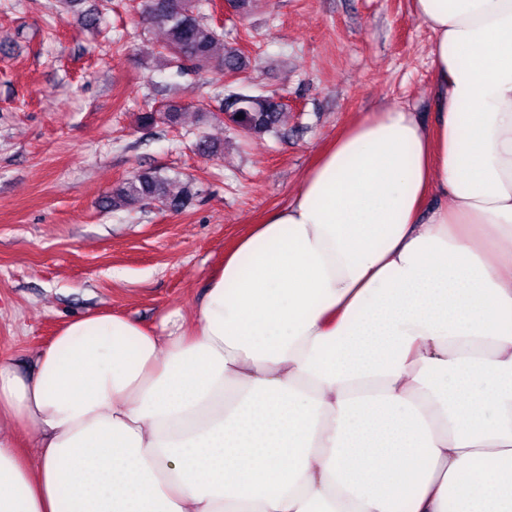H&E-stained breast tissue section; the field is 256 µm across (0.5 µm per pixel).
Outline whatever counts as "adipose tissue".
Here are the masks:
<instances>
[{
    "instance_id": "1",
    "label": "adipose tissue",
    "mask_w": 512,
    "mask_h": 512,
    "mask_svg": "<svg viewBox=\"0 0 512 512\" xmlns=\"http://www.w3.org/2000/svg\"><path fill=\"white\" fill-rule=\"evenodd\" d=\"M434 125L332 138L191 315L0 356V512H512V0H412Z\"/></svg>"
}]
</instances>
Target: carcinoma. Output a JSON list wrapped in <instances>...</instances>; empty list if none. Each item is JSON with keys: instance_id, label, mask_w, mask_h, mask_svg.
<instances>
[{"instance_id": "carcinoma-1", "label": "carcinoma", "mask_w": 512, "mask_h": 512, "mask_svg": "<svg viewBox=\"0 0 512 512\" xmlns=\"http://www.w3.org/2000/svg\"><path fill=\"white\" fill-rule=\"evenodd\" d=\"M56 2L58 15L74 12L82 27L102 30L103 13L91 0ZM201 8L202 0H141L142 22L162 29L166 35L157 52L159 62L178 73L187 70L243 73L246 69L243 53L224 44V31L207 21ZM186 111L180 104L167 103L161 110L142 112L139 123L151 127L162 119L177 125ZM219 111L244 132L263 136L277 130L285 107L273 95L230 91L224 95ZM170 185L168 179L143 171L112 189V194L104 200V207L117 211L158 203L167 211L180 213L192 196L191 190L184 186L173 192Z\"/></svg>"}]
</instances>
